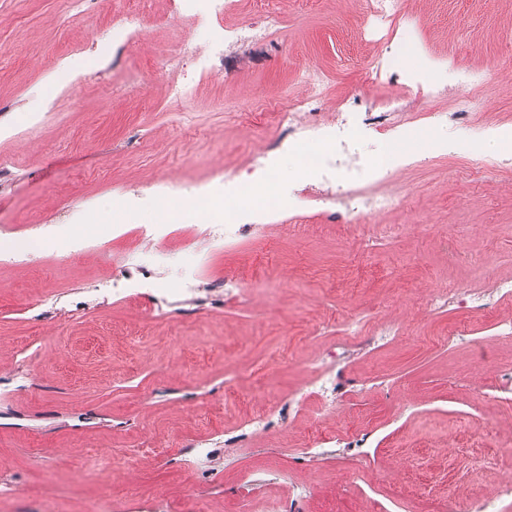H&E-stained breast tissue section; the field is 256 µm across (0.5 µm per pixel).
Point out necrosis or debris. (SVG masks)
<instances>
[{
	"label": "necrosis or debris",
	"instance_id": "obj_1",
	"mask_svg": "<svg viewBox=\"0 0 512 512\" xmlns=\"http://www.w3.org/2000/svg\"><path fill=\"white\" fill-rule=\"evenodd\" d=\"M398 0H368L366 18L362 27L363 38L381 45L383 53L373 67L374 79L392 84V91L373 100L364 111L338 113L336 119L322 121L318 111L322 106L319 88L296 100L288 109L273 113L272 121L278 135L270 150L263 152L244 167L233 179V188L241 199L240 205L224 208V221L215 225L217 234L233 241L252 233L253 226L247 223L245 206H253L259 219L282 217L292 213L294 206L287 202L285 194L278 190L279 169L275 164L276 154L282 150L301 153L302 170L314 175L323 183L335 186L333 202L343 205L352 220L398 210L404 207L403 197L391 193L389 185L397 175V164L382 158L380 152H358L357 143L362 134L387 125L393 112L399 111L400 102L406 93L437 90L441 83L429 73L405 75L402 62L410 43L406 39V27L397 8ZM319 142L320 147L309 154H302V140ZM150 290L153 297L164 303H192L198 306L217 301H247L253 294L249 282L243 279H224L213 282L206 294H199L193 275L183 274L171 279L169 285H161L151 266L138 263L124 269L120 277L113 279V294L129 297L133 291ZM512 297V279L492 285L478 282L458 284L450 288L434 290L427 298L430 310L448 309L461 314L462 319L448 327L449 345L467 347L474 355L487 357L496 341L512 338V319L499 320L489 325L486 335H475L470 327L472 317L490 314L497 303ZM342 334L336 344L322 355L308 362L304 370L308 375L307 385L294 389L269 409L254 414L246 423L247 430H269L285 426L294 420L303 403L310 396L323 399L326 412H339L343 397L358 395L359 390L350 385L343 368L349 356L352 337L357 320L353 313L341 319ZM371 445V436L354 432L345 435L320 434L304 448V455L316 458L329 448L348 449L357 461H366V449Z\"/></svg>",
	"mask_w": 512,
	"mask_h": 512
}]
</instances>
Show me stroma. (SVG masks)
Segmentation results:
<instances>
[{"label":"stroma","instance_id":"35a3bbf8","mask_svg":"<svg viewBox=\"0 0 512 512\" xmlns=\"http://www.w3.org/2000/svg\"><path fill=\"white\" fill-rule=\"evenodd\" d=\"M217 16L185 15L178 0H142L139 37L123 52L112 39L130 0H0V374L23 358L47 367L31 383H0V476L31 493L67 492L65 512H83L96 490L133 507L180 498L195 486L210 512L252 502V475L270 497L312 485L304 512H434L471 496L496 498L501 472L474 465L511 430L487 407L494 362L443 339L455 313L423 300L457 281L512 278V166L474 141L477 128L512 125V0H399L414 29L408 68L434 63L493 74L469 126L448 122L401 170L407 211L380 213L345 230L336 209L309 211L307 231L265 223L233 244L193 246L188 232L144 245L88 218L119 212L125 224H216L157 210L170 185L208 191L224 203V179L274 136L267 115L307 93L301 73L323 76L324 112L348 98L378 96L366 72L378 46L359 41L366 0H238ZM281 19L271 37L215 57L227 25ZM200 60H179L182 44ZM195 84L174 103L172 82ZM481 152L483 166L470 159ZM79 235L59 254L61 235ZM452 237L460 254L440 246ZM143 262L200 279L236 275L259 286L251 301L210 311L96 293L117 265ZM369 310L402 334L346 367L367 394L320 418L310 399L296 420L260 432L209 463L188 468L191 439L234 431L259 408L303 384L304 365L335 340L339 315ZM236 394L224 395L225 377ZM369 431L370 463L343 450L312 462L299 450L318 429ZM146 442L156 455L104 467L110 443Z\"/></svg>","mask_w":512,"mask_h":512}]
</instances>
